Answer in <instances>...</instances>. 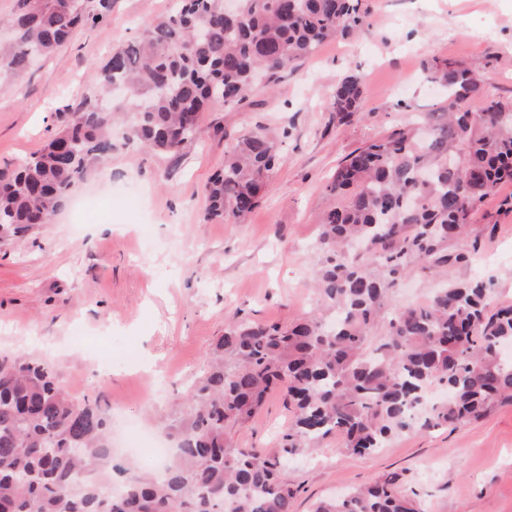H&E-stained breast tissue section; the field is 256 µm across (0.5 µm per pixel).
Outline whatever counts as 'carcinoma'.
<instances>
[{"mask_svg":"<svg viewBox=\"0 0 512 512\" xmlns=\"http://www.w3.org/2000/svg\"><path fill=\"white\" fill-rule=\"evenodd\" d=\"M82 0H22L0 22V81L25 75L101 11ZM175 0L144 35L113 49L96 79L104 97L64 114L49 143L0 171V246L50 223L93 164L112 155L116 124L133 146L178 155L202 132L201 113L247 101L263 72L279 74L323 42L362 24L361 0ZM448 119L423 136L402 128L356 149L326 185L338 200L315 243L318 302L337 317L289 326L230 320L207 368L166 425L176 442L163 474L132 473L112 493L111 416L75 402L53 365L0 355V512H290L294 490L280 459L335 434L343 451L371 453L416 428L477 420L512 400V305L490 306L492 282L450 281L425 303L390 306L396 281L418 268L438 274L467 261L449 242L480 232L470 217L512 182V104L483 96L480 112L459 107L481 92L472 72L438 62ZM364 87L341 74L332 111H361ZM267 134L243 136L205 188L207 215L245 218L278 162ZM385 333L372 335L378 323ZM279 387L294 420L279 449L235 448L233 425L248 422ZM313 512H422L392 477L322 501Z\"/></svg>","mask_w":512,"mask_h":512,"instance_id":"1","label":"carcinoma"}]
</instances>
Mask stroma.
<instances>
[{
    "mask_svg": "<svg viewBox=\"0 0 512 512\" xmlns=\"http://www.w3.org/2000/svg\"><path fill=\"white\" fill-rule=\"evenodd\" d=\"M173 0H112L106 18L78 29L23 79L0 83V168L39 151L60 115L95 99L94 74L113 47L136 37ZM363 30L325 43L257 87L248 103L202 115L204 134L177 155L116 139L71 202L18 248L0 249V353L46 358L76 401L100 400L113 419L161 431L205 368L228 318L288 324L318 311L312 250L336 199L325 186L354 150L426 123L448 106L434 61H461L486 93L512 101V0H361ZM357 72L362 112L339 121L338 76ZM253 131L279 143L282 161L245 222L207 219L204 186L236 140ZM512 195L502 185L472 217L493 225L452 280L492 281L493 305H512ZM293 420L271 392L237 448L277 450ZM332 436L285 461L292 512L387 475L424 512H512V403L485 417L407 432L369 455L342 452Z\"/></svg>",
    "mask_w": 512,
    "mask_h": 512,
    "instance_id": "stroma-1",
    "label": "stroma"
}]
</instances>
